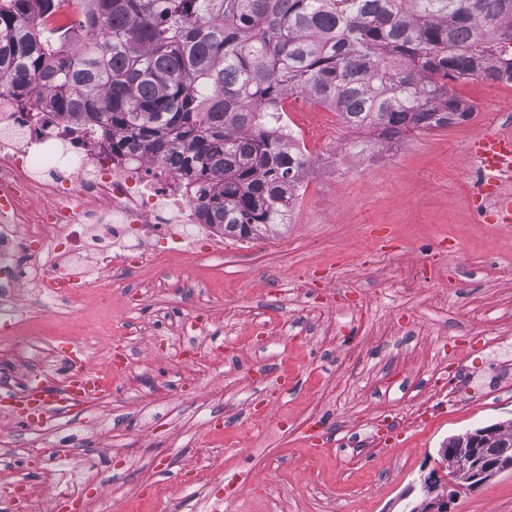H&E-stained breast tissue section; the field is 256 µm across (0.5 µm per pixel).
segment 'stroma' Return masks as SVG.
Masks as SVG:
<instances>
[{
	"instance_id": "35a3bbf8",
	"label": "stroma",
	"mask_w": 512,
	"mask_h": 512,
	"mask_svg": "<svg viewBox=\"0 0 512 512\" xmlns=\"http://www.w3.org/2000/svg\"><path fill=\"white\" fill-rule=\"evenodd\" d=\"M455 93L472 102L466 121L427 131H416L400 141L377 148L373 155L352 156L347 149L353 131L336 112L320 133L304 127L302 116L312 109L303 95L287 101L288 123L306 145L310 161L306 177L287 223L254 239L228 237L223 261L182 255L169 277L154 278L146 271L131 276L144 320L152 321L179 306L177 290L185 281L203 288L200 309L208 323L206 365L179 363L148 355L139 372L117 381L111 406L91 412L71 409L43 434L49 450L59 449L71 433L85 438L87 453L98 474H125L114 492L91 486L79 496L64 492L61 462L22 461L29 474L30 498L60 503L74 512H154L156 490H163L179 512H239L232 498L209 505L186 496L184 485L195 478L193 468L202 452H220L222 487L243 475L255 477L248 512H268L267 482L279 483L286 512H411L421 501L420 481L435 467L438 450L449 437L468 429L512 419V392L490 393L468 401L459 411L439 414L427 426L409 430L395 448L374 457L351 452L328 453L316 437L289 430L287 421H271L264 441L240 438L238 425L245 406L238 389L274 385L282 365L294 374L287 394L289 418L311 403L331 409V422L354 418L356 412L375 410L374 386L386 374L388 363L399 373L421 374L445 337L471 321L474 309L512 295V279L492 281L483 265L506 248L492 227L493 214L474 218L471 205L485 191L477 177L473 141L486 134L512 131V83L455 82ZM431 270L429 280L414 276L419 266ZM319 276L306 302L281 301L284 280ZM459 285L452 301L442 291ZM341 291L337 305L348 295L369 304L359 331L342 328L339 314H322L331 288ZM127 297L113 293L99 300L87 290L77 307L53 314L27 301L29 320L9 330L17 343L0 358V378L23 381L29 345L51 350L47 386H55L63 368L62 347L78 337L98 336L87 350L101 363L113 335H121ZM300 318L309 339L285 340L283 330L271 333L275 342H287L288 359L259 347L239 352L238 368L223 365L220 346L229 330L246 334L252 316ZM415 319L414 336H391L397 321ZM387 345L377 346L379 337ZM222 409L216 429L205 430L198 419L199 405ZM166 416L153 420L155 410ZM121 433L124 446L112 450L109 437ZM276 455L282 466L265 473L262 460ZM376 483L370 499L358 496L360 484ZM454 512H512V473H504L476 491H462Z\"/></svg>"
}]
</instances>
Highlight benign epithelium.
<instances>
[{
  "label": "benign epithelium",
  "instance_id": "benign-epithelium-1",
  "mask_svg": "<svg viewBox=\"0 0 512 512\" xmlns=\"http://www.w3.org/2000/svg\"><path fill=\"white\" fill-rule=\"evenodd\" d=\"M507 426L503 422L450 437L437 466L421 479L423 498L416 512H452L450 503L460 489L475 490L512 472V456L497 451Z\"/></svg>",
  "mask_w": 512,
  "mask_h": 512
}]
</instances>
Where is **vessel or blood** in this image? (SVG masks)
<instances>
[{
    "label": "vessel or blood",
    "mask_w": 512,
    "mask_h": 512,
    "mask_svg": "<svg viewBox=\"0 0 512 512\" xmlns=\"http://www.w3.org/2000/svg\"><path fill=\"white\" fill-rule=\"evenodd\" d=\"M474 157L481 160L488 181H498L499 177L512 171V137L491 134L480 137L472 146ZM67 361L73 372L67 375L56 397L46 395L43 386L28 389L17 405L26 411L27 423H46L64 409L76 403L85 402L89 393L98 390L101 373H82L85 353L79 348H67Z\"/></svg>",
    "instance_id": "obj_1"
}]
</instances>
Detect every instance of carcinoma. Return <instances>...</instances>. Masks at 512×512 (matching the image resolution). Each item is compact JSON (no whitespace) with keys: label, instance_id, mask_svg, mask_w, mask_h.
I'll return each instance as SVG.
<instances>
[{"label":"carcinoma","instance_id":"obj_1","mask_svg":"<svg viewBox=\"0 0 512 512\" xmlns=\"http://www.w3.org/2000/svg\"><path fill=\"white\" fill-rule=\"evenodd\" d=\"M82 18L48 27L63 4ZM512 0H0V78L165 161L205 223H287L309 160L279 129L307 95L391 143L471 116L448 81L512 83Z\"/></svg>","mask_w":512,"mask_h":512}]
</instances>
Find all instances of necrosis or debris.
I'll return each mask as SVG.
<instances>
[{"label": "necrosis or debris", "instance_id": "obj_1", "mask_svg": "<svg viewBox=\"0 0 512 512\" xmlns=\"http://www.w3.org/2000/svg\"><path fill=\"white\" fill-rule=\"evenodd\" d=\"M201 195L188 193L179 174L143 151L113 152L77 122L61 120L42 101L0 86V320L16 323L22 296L46 305H72L90 268L125 288V275L149 269L168 275L172 258L190 251L214 257L212 230L197 218ZM420 398L351 421L344 434L324 426L319 403L294 425L319 429L324 443L360 450L385 448L442 408L462 409L481 396L443 360L432 361Z\"/></svg>", "mask_w": 512, "mask_h": 512}]
</instances>
